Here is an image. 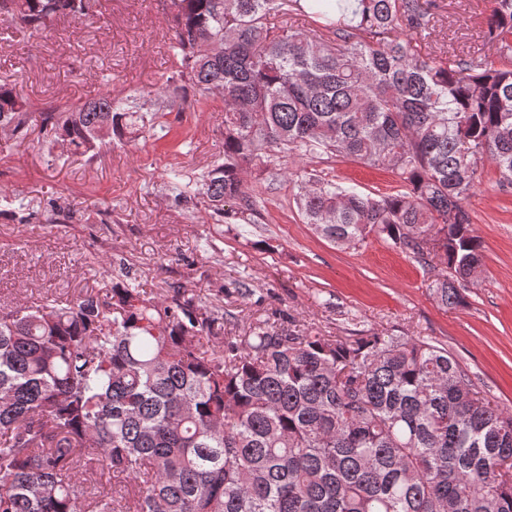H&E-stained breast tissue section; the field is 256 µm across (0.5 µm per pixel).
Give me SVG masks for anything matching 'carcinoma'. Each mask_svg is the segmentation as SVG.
Here are the masks:
<instances>
[{
	"mask_svg": "<svg viewBox=\"0 0 512 512\" xmlns=\"http://www.w3.org/2000/svg\"><path fill=\"white\" fill-rule=\"evenodd\" d=\"M94 0H0L39 32L94 19ZM438 0H169L168 83L224 100V162L193 194L217 221L261 218L243 167L336 155L391 171L373 195L300 176L296 204L329 241L383 238L448 273L464 303L483 266L465 207L484 164L512 184V0H491L484 55L427 57ZM321 20L325 40L284 23ZM143 105L104 94L40 115L75 151L145 127ZM31 108L0 84V128ZM99 465L129 479L90 498ZM512 512V412L448 347L420 336H332L290 321L239 330L174 288L127 279L104 296L0 312V512Z\"/></svg>",
	"mask_w": 512,
	"mask_h": 512,
	"instance_id": "1",
	"label": "carcinoma"
}]
</instances>
